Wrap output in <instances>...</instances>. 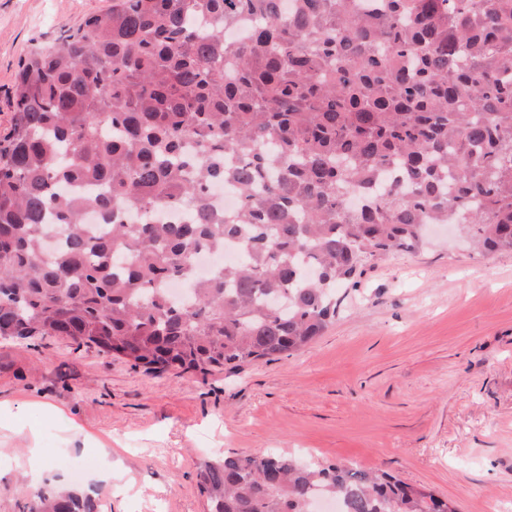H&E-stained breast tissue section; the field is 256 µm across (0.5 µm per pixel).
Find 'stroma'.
I'll return each instance as SVG.
<instances>
[{
    "instance_id": "stroma-1",
    "label": "stroma",
    "mask_w": 512,
    "mask_h": 512,
    "mask_svg": "<svg viewBox=\"0 0 512 512\" xmlns=\"http://www.w3.org/2000/svg\"><path fill=\"white\" fill-rule=\"evenodd\" d=\"M112 0H0V124L20 65ZM305 349L209 375H148L62 337L0 338V512H22L30 449L102 512H207L198 466L270 450L382 469L458 512H512V252L460 229L366 265ZM119 476L108 479L109 471Z\"/></svg>"
}]
</instances>
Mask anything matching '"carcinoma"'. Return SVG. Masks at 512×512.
<instances>
[{
  "label": "carcinoma",
  "instance_id": "cac0c4a2",
  "mask_svg": "<svg viewBox=\"0 0 512 512\" xmlns=\"http://www.w3.org/2000/svg\"><path fill=\"white\" fill-rule=\"evenodd\" d=\"M13 107L0 338L206 375L307 347L336 286L426 224L512 251V0H112L21 65ZM220 181L231 215L209 199ZM230 244L235 263L195 278ZM198 476L209 512H448L387 471L279 452ZM26 492L29 512H99L74 485ZM210 197L213 205L226 215L234 212L238 207V193L228 184H214L210 191Z\"/></svg>",
  "mask_w": 512,
  "mask_h": 512
}]
</instances>
